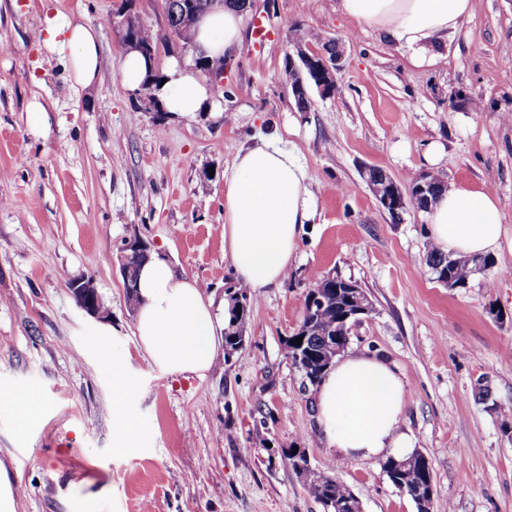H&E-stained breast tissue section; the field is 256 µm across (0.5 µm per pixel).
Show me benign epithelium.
Returning a JSON list of instances; mask_svg holds the SVG:
<instances>
[{"mask_svg":"<svg viewBox=\"0 0 512 512\" xmlns=\"http://www.w3.org/2000/svg\"><path fill=\"white\" fill-rule=\"evenodd\" d=\"M295 53L298 60L288 58V77L291 80V90L294 99L306 101L309 99L308 86L305 83L307 74L316 76L315 88L323 97H330L336 92V72L340 67L342 49L335 40L324 42L319 50L310 49L303 44L295 45ZM364 182L375 196L379 206L389 214L398 213L402 207L404 194L401 187L387 173L375 177L372 175V167L366 166L361 170ZM333 276H327L310 287L307 300V308L312 311L323 306L321 288L330 281ZM351 289L350 308L339 322V328L343 329L346 336L351 335L355 326L372 310V303L365 290L355 281L346 283ZM71 292L78 297L79 307L92 317L103 318L108 314L104 308L98 292L88 288L87 277L80 276L70 282Z\"/></svg>","mask_w":512,"mask_h":512,"instance_id":"obj_1","label":"benign epithelium"}]
</instances>
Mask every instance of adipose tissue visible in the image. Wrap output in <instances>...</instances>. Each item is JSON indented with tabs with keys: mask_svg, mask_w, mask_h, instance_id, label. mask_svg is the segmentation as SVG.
Listing matches in <instances>:
<instances>
[{
	"mask_svg": "<svg viewBox=\"0 0 512 512\" xmlns=\"http://www.w3.org/2000/svg\"><path fill=\"white\" fill-rule=\"evenodd\" d=\"M358 25L374 27L425 56L427 45L456 32L472 0H338ZM242 6L226 0L206 14L191 34L197 56L231 57L241 40ZM49 50L69 54L72 86L90 88L100 79L101 47L83 19L45 15L36 34ZM153 63L138 51L125 54L120 87L136 92L152 84L164 110L189 115L219 111L209 85L179 59L151 83ZM312 177L278 134L241 149L224 171V257L238 283L253 291L282 284L294 262L300 233L313 223ZM434 247L463 257L495 256L505 239L502 212L486 188L454 185L428 215ZM135 332L149 362L167 375L205 376L215 365L221 326L202 285L179 275L154 253L138 275ZM318 430L338 459L370 460L411 454L415 440L402 429L405 392L393 366L380 356L351 352L338 357L315 391Z\"/></svg>",
	"mask_w": 512,
	"mask_h": 512,
	"instance_id": "ef3b65f1",
	"label": "adipose tissue"
}]
</instances>
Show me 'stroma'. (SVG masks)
Returning a JSON list of instances; mask_svg holds the SVG:
<instances>
[{
  "label": "stroma",
  "instance_id": "35a3bbf8",
  "mask_svg": "<svg viewBox=\"0 0 512 512\" xmlns=\"http://www.w3.org/2000/svg\"><path fill=\"white\" fill-rule=\"evenodd\" d=\"M55 12L98 32L90 89L75 92L67 53L35 40ZM127 17L162 33L164 0H0V391L40 404L26 420L0 407L16 512H323L275 457L297 447L313 465L331 460L313 388L284 349L306 290L330 274L373 304L348 348L394 364L402 429L432 468L433 512H512V420L475 391L487 380L492 403L512 404V252L467 287L444 286L424 260V213L391 222L361 177L377 166L406 189L436 170L487 187L512 237V0H473L434 65L358 27L336 0H250L220 115H159L142 93L118 91ZM293 27L311 47L335 39L344 50L335 95L310 91L305 112L286 71ZM453 91L462 107H449ZM273 130L313 177L316 220L282 285L253 292L244 348L202 378L162 374L133 334L120 247L144 238L223 306L237 286L224 258V170ZM82 274L107 318L76 303L68 283ZM121 378L141 429L131 443L113 424ZM338 477L363 512H416L382 460L345 462Z\"/></svg>",
  "mask_w": 512,
  "mask_h": 512
}]
</instances>
